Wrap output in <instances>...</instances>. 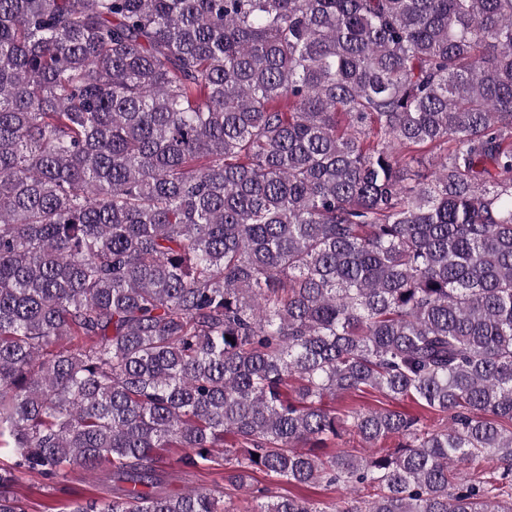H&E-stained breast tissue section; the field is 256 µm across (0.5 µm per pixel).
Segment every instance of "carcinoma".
<instances>
[{
    "label": "carcinoma",
    "instance_id": "obj_1",
    "mask_svg": "<svg viewBox=\"0 0 512 512\" xmlns=\"http://www.w3.org/2000/svg\"><path fill=\"white\" fill-rule=\"evenodd\" d=\"M0 448V512H512V0H0ZM325 404L329 408H335L336 413L339 416L360 409L404 408L409 412L419 414L427 425L433 426L438 423V415L419 408L410 401H404L402 403L388 402L385 398L379 395V393L371 389H366L364 392L338 395L333 400L326 399ZM396 442H383L378 443L375 447H370L366 445L360 437L355 432H349L343 435L341 438L336 439V443L330 445V448L327 449L328 452L339 451L341 449H348L354 451V454L364 455L368 454L371 449L370 448H393ZM381 446V447H380ZM67 476L59 483L48 484L37 474H20L17 491L29 501L31 512H63L76 493L83 500L98 497L95 478L84 471L67 469ZM222 475L217 474V471L203 470L194 474L185 475L178 471H175L169 476L168 490L174 493H181L189 487H200V486H213L214 480L219 482V485H223ZM280 487H281L280 491L283 494L288 495L289 492L291 494H300V495H304L314 501L338 500V499H342L343 494H344L342 489L336 488L335 491L334 490H326L325 487H323L322 485L316 486L315 488H307L302 491H299V489H297L291 485H288L286 483H281Z\"/></svg>",
    "mask_w": 512,
    "mask_h": 512
}]
</instances>
